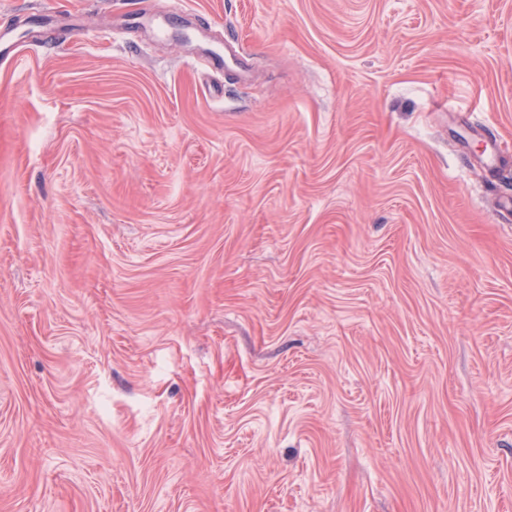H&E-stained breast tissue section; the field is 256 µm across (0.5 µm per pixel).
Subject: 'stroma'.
I'll return each mask as SVG.
<instances>
[{
    "instance_id": "1",
    "label": "stroma",
    "mask_w": 512,
    "mask_h": 512,
    "mask_svg": "<svg viewBox=\"0 0 512 512\" xmlns=\"http://www.w3.org/2000/svg\"><path fill=\"white\" fill-rule=\"evenodd\" d=\"M8 25L0 512H512V0ZM200 53L206 57L214 70H223L224 67L243 68V59L233 37L226 38L224 49L205 44L200 46Z\"/></svg>"
}]
</instances>
